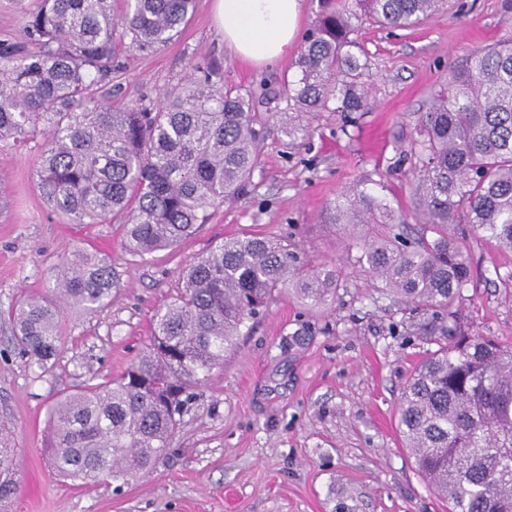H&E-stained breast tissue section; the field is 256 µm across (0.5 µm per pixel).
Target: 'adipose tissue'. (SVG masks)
I'll return each instance as SVG.
<instances>
[{"instance_id":"1","label":"adipose tissue","mask_w":512,"mask_h":512,"mask_svg":"<svg viewBox=\"0 0 512 512\" xmlns=\"http://www.w3.org/2000/svg\"><path fill=\"white\" fill-rule=\"evenodd\" d=\"M224 43L237 57L266 64L287 56L300 28L303 0H215Z\"/></svg>"}]
</instances>
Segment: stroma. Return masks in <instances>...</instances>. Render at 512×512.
Wrapping results in <instances>:
<instances>
[{
    "instance_id": "stroma-1",
    "label": "stroma",
    "mask_w": 512,
    "mask_h": 512,
    "mask_svg": "<svg viewBox=\"0 0 512 512\" xmlns=\"http://www.w3.org/2000/svg\"><path fill=\"white\" fill-rule=\"evenodd\" d=\"M37 0H0V47L25 40ZM196 0L177 37L144 52H120L95 97L156 101L209 63L216 78L256 101L259 163L245 190L212 210L206 224L173 248L141 258L123 246L118 225L69 224L42 198L35 170L43 136L25 145L0 141V424L17 448L14 512H448L415 468L398 430L401 393L432 344L390 299H375L355 262L359 251L321 214L345 186L360 183L405 208L398 162L418 138L417 124L449 68L480 44L512 43V0H457L420 26H362L369 56L370 106L351 114L304 117L305 138H290L284 79L293 57L252 66L235 59L212 14ZM287 237L304 260L341 268L344 283L328 305H303L291 289L275 292L184 414L169 452L114 491L55 476L44 449L48 412L59 392L95 376L124 372L147 344L155 310L181 285L183 268L227 237ZM474 285L461 312L472 333L512 345V251L459 224ZM108 254L119 286L93 313L67 311L63 345L39 374L10 343L4 311L22 295H49L64 253ZM301 345L288 338L301 325Z\"/></svg>"
}]
</instances>
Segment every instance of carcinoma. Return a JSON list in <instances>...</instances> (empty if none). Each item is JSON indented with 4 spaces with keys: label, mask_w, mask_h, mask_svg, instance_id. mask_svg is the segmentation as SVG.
Here are the masks:
<instances>
[{
    "label": "carcinoma",
    "mask_w": 512,
    "mask_h": 512,
    "mask_svg": "<svg viewBox=\"0 0 512 512\" xmlns=\"http://www.w3.org/2000/svg\"><path fill=\"white\" fill-rule=\"evenodd\" d=\"M447 0H321L284 86L289 105L361 112L369 105L364 21L414 27ZM194 0H39L24 29L36 50L0 48V140L25 144L39 128L37 187L70 224H110L143 257L195 234L210 209L237 196L258 164L255 93L213 80L210 67L157 103L93 98L112 73L115 43L150 50L179 33ZM407 160L411 209H394L360 185L340 190L325 224L360 231L357 259L371 286L425 311L421 334L438 349L402 392L399 427L419 472L448 499V512H512V347L464 330L459 304L473 285L467 254L451 232L470 224L512 249V47L472 49L448 71L422 115ZM419 218L431 238L383 237L375 224ZM289 286L310 307L342 287L333 264L300 259L288 241L250 234L224 240L182 273L176 296L154 314L149 344L117 378L93 377L61 394L45 448L57 475L82 484L125 485L164 456L187 405L246 322ZM112 262L84 248L65 257L53 297H27L8 311L17 348L41 371L61 347L66 309L92 312L112 300ZM14 449L0 439V501L17 490Z\"/></svg>",
    "instance_id": "carcinoma-1"
}]
</instances>
